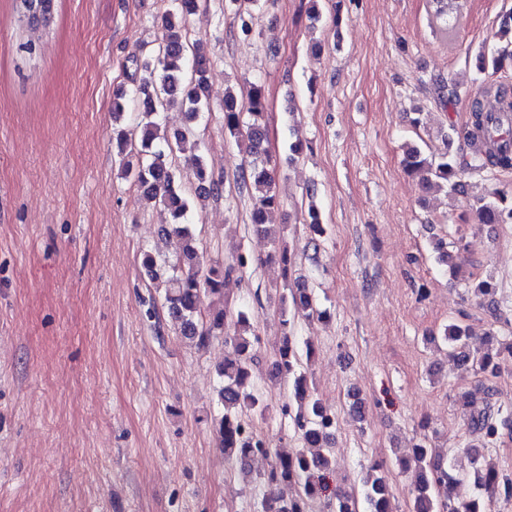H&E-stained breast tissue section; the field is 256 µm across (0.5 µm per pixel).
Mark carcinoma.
I'll return each mask as SVG.
<instances>
[{
    "instance_id": "obj_1",
    "label": "carcinoma",
    "mask_w": 512,
    "mask_h": 512,
    "mask_svg": "<svg viewBox=\"0 0 512 512\" xmlns=\"http://www.w3.org/2000/svg\"><path fill=\"white\" fill-rule=\"evenodd\" d=\"M14 2L21 28L27 31L50 29L51 24L43 25L41 19L55 18L57 0ZM262 2L224 0V10L234 14L241 33L247 37L251 34L249 19ZM430 2L433 19L443 24L442 32L448 39H454L463 18L465 0ZM199 7L200 0H171V8L164 16L168 30L166 42L140 63L153 80L140 83L128 93H116L112 116L116 121L121 119L132 104L138 106L142 114L133 128L118 133L117 148L125 177L143 188L147 202L162 205L172 218V223L162 228L165 235L176 238L180 245L178 264L171 267L165 281L164 300L171 317L179 323L181 335L199 347L214 336L224 337L227 354L218 370L221 379L218 398L224 407L217 428L219 447L229 460L239 465L243 479L255 480L266 487L262 512H295L289 501L274 492L277 485L288 481L296 487L304 512H360L361 499L368 505V512H390L388 475L379 464L370 467L361 492L345 489L328 492L326 475L333 454L330 429L336 417L314 396L303 371V357L311 356V347L300 348L287 333L275 350L274 365L277 377L288 383V402L282 406V413L292 420L302 448L286 456L272 454L267 472L255 478L241 467L244 449L262 445L261 438L244 431L242 414L262 419L268 410L251 373V350L258 336L248 310L231 311L224 307L205 321L199 307L202 291L223 295L224 279L245 268L249 259L239 253L232 263L222 268L205 263L188 222L190 197L200 202L219 197L224 181L214 178L202 155L193 154L188 164L197 186L191 191L182 182L176 159V150L192 135V124L200 114L210 110L206 83L210 59L201 49V41L190 42L186 32L187 17ZM499 36L503 46L497 49V55L482 57L480 70L497 67L500 56H512L511 16L501 22ZM484 92L494 93L500 108L487 112L480 98L471 99L470 154L458 158L446 154L436 161L424 156L416 146L407 148L404 170L408 176L418 179L422 188L436 191L448 188L454 192L469 173L512 169V90L501 83L484 88ZM176 106L185 113L186 124L171 132L161 131L157 121L160 112ZM266 109L264 87L256 82H246L236 90H224V132L237 144L245 145L239 178L240 185L250 194V222L256 229L268 233L281 201L276 191V164L263 147ZM471 208L483 224H512V186L496 187L474 197ZM276 292L285 326L292 318L325 316L318 300L302 282L285 283ZM442 337L448 343V353L462 363L493 376L500 372L502 363L493 361L491 353L480 355L470 349L468 336L461 326L448 325ZM504 430L512 431V411L490 403L485 412L471 418L468 425L471 440L467 447L490 448ZM472 461L477 496L458 501L452 491L462 475L448 464L447 455L417 445L411 459L404 462L405 469L414 472L410 512H488V503L495 496L512 497L511 477L498 473L478 452L473 454Z\"/></svg>"
}]
</instances>
